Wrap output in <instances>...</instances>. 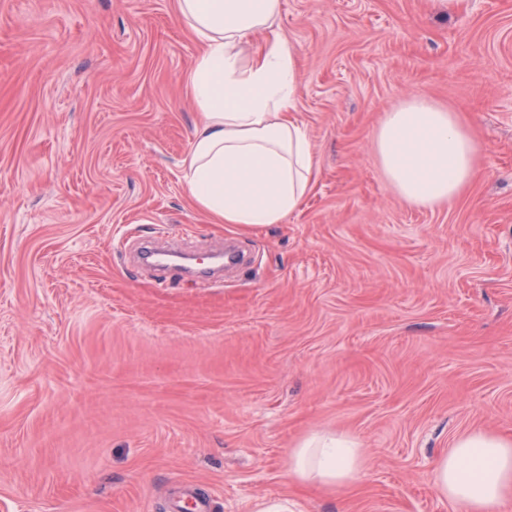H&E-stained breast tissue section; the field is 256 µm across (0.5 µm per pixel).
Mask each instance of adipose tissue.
<instances>
[{"label": "adipose tissue", "mask_w": 512, "mask_h": 512, "mask_svg": "<svg viewBox=\"0 0 512 512\" xmlns=\"http://www.w3.org/2000/svg\"><path fill=\"white\" fill-rule=\"evenodd\" d=\"M281 10L282 0H176L201 45L187 76L199 120L183 184L200 210L244 231L283 223L316 180L296 116L298 49L279 29ZM373 144L389 183L412 205L453 201L477 171L480 144L464 118L421 99L386 113ZM363 463L344 434L312 435L288 455L293 477L328 489L353 483ZM435 485L465 512H502L512 500V440L466 433L439 461Z\"/></svg>", "instance_id": "ef3b65f1"}]
</instances>
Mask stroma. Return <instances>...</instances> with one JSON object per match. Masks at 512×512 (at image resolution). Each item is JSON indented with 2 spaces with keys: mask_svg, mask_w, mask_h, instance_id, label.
Returning a JSON list of instances; mask_svg holds the SVG:
<instances>
[{
  "mask_svg": "<svg viewBox=\"0 0 512 512\" xmlns=\"http://www.w3.org/2000/svg\"><path fill=\"white\" fill-rule=\"evenodd\" d=\"M315 185L280 224L187 196L199 51L174 0H0V512H462L434 472L512 439V0H282ZM417 97L461 112L481 174L404 202L372 149ZM250 261L159 283L139 239ZM356 439L351 485L288 473ZM357 447L348 435H312L290 450L289 471L300 482L318 483L328 489L351 484L364 463Z\"/></svg>",
  "mask_w": 512,
  "mask_h": 512,
  "instance_id": "1",
  "label": "stroma"
}]
</instances>
